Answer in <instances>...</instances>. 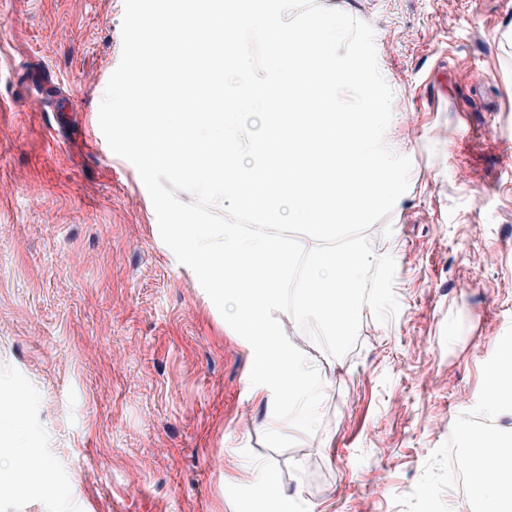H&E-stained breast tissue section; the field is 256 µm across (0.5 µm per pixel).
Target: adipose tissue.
I'll return each instance as SVG.
<instances>
[{"label": "adipose tissue", "instance_id": "adipose-tissue-1", "mask_svg": "<svg viewBox=\"0 0 512 512\" xmlns=\"http://www.w3.org/2000/svg\"><path fill=\"white\" fill-rule=\"evenodd\" d=\"M26 400L27 394L21 388L0 394V414L8 418L7 424L0 426V447L10 449L15 461L7 474L0 475V492H18L33 482L49 490L54 487L50 464L34 461L28 449L20 444ZM474 453L477 461L473 469L480 477L473 482L471 491L480 502L482 512H512V440L493 428H486ZM489 462L494 468L486 476L482 469Z\"/></svg>", "mask_w": 512, "mask_h": 512}]
</instances>
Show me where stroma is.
<instances>
[{"instance_id": "stroma-1", "label": "stroma", "mask_w": 512, "mask_h": 512, "mask_svg": "<svg viewBox=\"0 0 512 512\" xmlns=\"http://www.w3.org/2000/svg\"><path fill=\"white\" fill-rule=\"evenodd\" d=\"M369 23L412 161L368 234L397 315L363 308L344 357L312 346L319 429L273 422L250 348L163 243L134 165L98 123L124 0H0V393L56 492L0 512H454L448 444L486 412L512 348V0H316ZM50 73L72 109L30 94ZM262 491L271 490L269 497L272 499V507L270 511L274 512H290L288 507V494L282 492L273 482L272 473L263 471L260 483Z\"/></svg>"}]
</instances>
